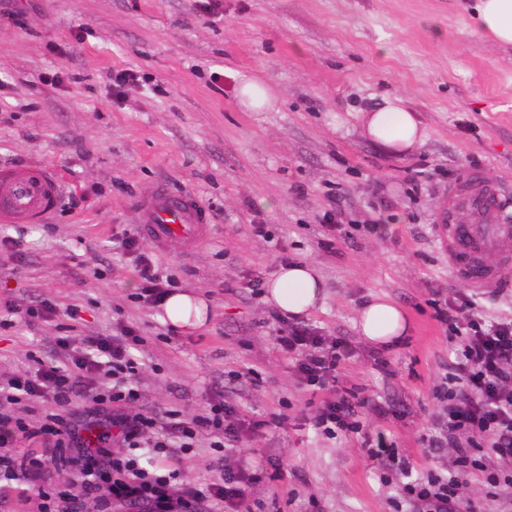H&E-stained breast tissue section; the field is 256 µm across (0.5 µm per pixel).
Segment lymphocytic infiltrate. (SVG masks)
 Returning a JSON list of instances; mask_svg holds the SVG:
<instances>
[{
    "label": "lymphocytic infiltrate",
    "instance_id": "f902f5d3",
    "mask_svg": "<svg viewBox=\"0 0 512 512\" xmlns=\"http://www.w3.org/2000/svg\"><path fill=\"white\" fill-rule=\"evenodd\" d=\"M133 256L139 277L137 300L149 308L171 290L138 237L121 241ZM434 317L449 329L454 353L434 395L439 415L421 445L443 460L440 470L414 476L395 442L365 433L361 405L336 387V374L354 349L346 337L328 336L295 319L278 328L279 351L288 354L298 384L315 398L305 425L326 437L359 434L367 458L388 478L400 479L394 512H477L463 502L466 477L487 487L496 512H512V314L488 316L473 295L454 291L435 304ZM140 328L120 322L108 336H60L62 360L0 378V478L16 482L23 512H253L255 489L282 478V465L267 460L250 469L236 461L238 443L273 421L246 418L212 396L196 413L168 409L144 413L136 403L138 376L130 346ZM83 410H73V402ZM222 451L212 466L218 479L205 484L182 476V455L203 439ZM26 442L30 448L8 455ZM153 452L142 460L140 449ZM63 476L62 489L48 492L51 475Z\"/></svg>",
    "mask_w": 512,
    "mask_h": 512
}]
</instances>
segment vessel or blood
I'll list each match as a JSON object with an SVG mask.
<instances>
[{
    "instance_id": "vessel-or-blood-1",
    "label": "vessel or blood",
    "mask_w": 512,
    "mask_h": 512,
    "mask_svg": "<svg viewBox=\"0 0 512 512\" xmlns=\"http://www.w3.org/2000/svg\"><path fill=\"white\" fill-rule=\"evenodd\" d=\"M59 187L47 168H0V223L39 224L55 209ZM507 198L479 177L454 186L441 217V245L448 269L466 286L490 293L512 279V223L504 218ZM144 234L157 246L197 237L203 214L195 199L158 187L136 204ZM472 216L457 221L458 212Z\"/></svg>"
}]
</instances>
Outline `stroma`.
I'll return each mask as SVG.
<instances>
[{"label": "stroma", "instance_id": "35a3bbf8", "mask_svg": "<svg viewBox=\"0 0 512 512\" xmlns=\"http://www.w3.org/2000/svg\"><path fill=\"white\" fill-rule=\"evenodd\" d=\"M23 26L0 25V167L53 171L61 188L50 222L0 224V373L54 355L53 340L106 336L120 320L140 326L142 409L198 410L213 393L262 419L296 415L312 397L274 345L276 322L249 280L282 258L312 263L326 297L306 316L348 337L352 358L337 385L388 408L367 411L414 473L440 467L420 440L448 371V331L432 302L459 289L438 224L450 187L471 173L512 198V45L486 36L470 0H14ZM139 86L112 91L113 72ZM268 87L254 112L238 89ZM417 112L422 145L404 155L370 142L360 112L383 96ZM419 166L417 185L406 170ZM196 198L203 237L166 249L144 241L174 290L207 303L200 329L171 330L136 298L138 277L117 241L140 234L135 201L156 187ZM343 211L326 248L322 215ZM381 212L386 224L368 231ZM263 223L267 237L253 226ZM384 296L409 316L398 345L359 335L362 307ZM58 309L27 325L7 299ZM77 321H69V310ZM252 467L278 458L283 478L257 490L261 512H392L385 482L356 436L270 426L240 445Z\"/></svg>", "mask_w": 512, "mask_h": 512}]
</instances>
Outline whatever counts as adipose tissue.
Returning <instances> with one entry per match:
<instances>
[{"label":"adipose tissue","mask_w":512,"mask_h":512,"mask_svg":"<svg viewBox=\"0 0 512 512\" xmlns=\"http://www.w3.org/2000/svg\"><path fill=\"white\" fill-rule=\"evenodd\" d=\"M473 12L487 35L500 43L512 44V0H475ZM359 120L367 137L392 155L406 153L423 141L417 113L408 110L398 96L385 99L381 107L364 112ZM264 297L280 313L300 316L319 305L324 286L311 263L295 262L278 268L266 283ZM160 319L175 327L195 328L205 323L207 308L192 294L174 292L165 301ZM408 326L402 309L382 296L363 307L358 321L361 336L384 347L398 343Z\"/></svg>","instance_id":"1"}]
</instances>
